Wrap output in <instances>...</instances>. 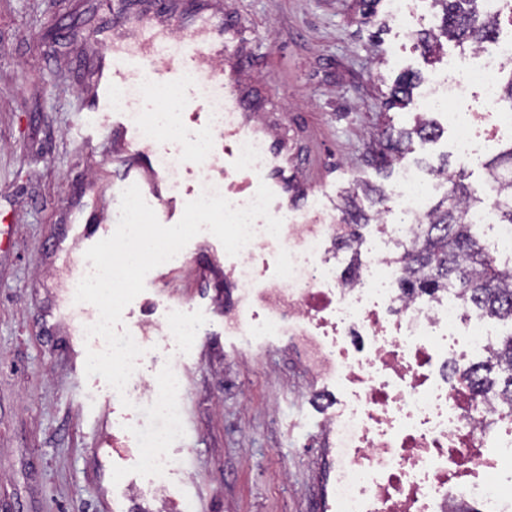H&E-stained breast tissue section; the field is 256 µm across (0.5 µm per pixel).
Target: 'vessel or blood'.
I'll use <instances>...</instances> for the list:
<instances>
[{
  "label": "vessel or blood",
  "instance_id": "b4317fda",
  "mask_svg": "<svg viewBox=\"0 0 512 512\" xmlns=\"http://www.w3.org/2000/svg\"><path fill=\"white\" fill-rule=\"evenodd\" d=\"M138 3L104 0L113 27L129 30L130 37L108 44L100 55L92 99L76 125L80 131L90 128L111 134L117 147L110 185L113 199H120L130 185H137L159 222L174 224L196 194L194 185L187 183L180 184L176 194L168 192L163 162L179 155L180 146L145 140L129 122L126 111L112 105L115 91L147 72L158 85L182 90L181 118L209 137L249 136L263 146L257 167L246 168L237 158L215 153L200 162L187 161V173L207 169L212 181L232 182L242 195L256 193L259 184H266L275 195L271 207L277 217L286 220L299 212L300 201L308 199L314 185L312 174L299 168L287 141L274 137L253 112L244 89L246 56L237 50L235 28L223 17L193 11L177 34L157 24L155 18L177 12L180 0H151L149 9L142 12ZM214 97L224 103L225 119L220 124L214 122L211 112Z\"/></svg>",
  "mask_w": 512,
  "mask_h": 512
}]
</instances>
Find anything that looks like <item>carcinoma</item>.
<instances>
[{
	"instance_id": "cac0c4a2",
	"label": "carcinoma",
	"mask_w": 512,
	"mask_h": 512,
	"mask_svg": "<svg viewBox=\"0 0 512 512\" xmlns=\"http://www.w3.org/2000/svg\"><path fill=\"white\" fill-rule=\"evenodd\" d=\"M478 0H432L441 10L438 32H430L419 39L418 47L424 54L440 51L443 42L455 40L471 42L481 47L495 39L499 16L494 12L474 7ZM418 77L409 71L401 73L392 86L386 104H408ZM433 139L438 136L434 122L417 119L410 129L385 134L374 152L372 162L382 169L392 167L406 149L413 136ZM490 177L500 181L501 191L512 197V146L492 158L486 164ZM483 204L480 197L458 179L452 181L445 202L431 210L430 221L420 225L412 250V259L400 257L406 276L400 287L411 295L432 296L442 288H457L466 308L481 316L512 322V288L503 286L504 272L473 232V224L467 214ZM347 215L345 234L338 240L340 245L357 238V229L367 223L357 204L356 197L345 201ZM506 374L504 387L485 375L492 368ZM482 384L512 401V331L498 340L497 357L476 366Z\"/></svg>"
}]
</instances>
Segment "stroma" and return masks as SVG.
<instances>
[{"label": "stroma", "mask_w": 512, "mask_h": 512, "mask_svg": "<svg viewBox=\"0 0 512 512\" xmlns=\"http://www.w3.org/2000/svg\"><path fill=\"white\" fill-rule=\"evenodd\" d=\"M236 25L247 54L250 99L269 120L286 116L288 142L305 164L321 153L322 187L306 211L340 210L358 193L369 224L396 207V169L368 163L372 133L414 124L416 104L385 109L394 80L419 74L416 95L471 44L450 42L425 57L416 35L439 23L419 0L411 35L399 33L379 5L363 23L358 0H204ZM106 18L97 0H0V512H311L319 489L308 436L325 407L322 392H300L303 367L289 342L271 338L261 353L241 352L224 332L220 286L224 248L215 236L185 247L196 272L168 287L145 289L123 321H165L179 312L201 325L199 338L154 350L140 363L182 374L185 435L170 451L176 472L165 491L144 476L113 482L119 459L112 438L144 413L126 414L111 387L86 376L82 328L93 304L76 302L73 274L85 257L78 236L86 219L112 211V139L71 133L80 97L95 82L84 37ZM440 135L413 139L401 162L432 174L462 172L483 194L488 159L512 146L502 136L469 166L452 153L446 114Z\"/></svg>", "instance_id": "obj_1"}]
</instances>
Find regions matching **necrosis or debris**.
I'll return each mask as SVG.
<instances>
[{
	"label": "necrosis or debris",
	"mask_w": 512,
	"mask_h": 512,
	"mask_svg": "<svg viewBox=\"0 0 512 512\" xmlns=\"http://www.w3.org/2000/svg\"><path fill=\"white\" fill-rule=\"evenodd\" d=\"M512 63V38L480 61L448 62L422 98L447 110L464 87H476L488 115L501 111V72ZM399 167V220L351 243L358 262L339 267L335 218L295 217L279 236L254 224L252 240L227 261L237 294L224 329L241 351L263 350L270 336L299 345L305 388L334 387L318 437L330 463L319 512H512V402L449 376V363L472 367L494 350L485 318L466 311L456 292L409 296L392 253L411 248L428 220L427 196L447 184Z\"/></svg>",
	"instance_id": "obj_1"
}]
</instances>
